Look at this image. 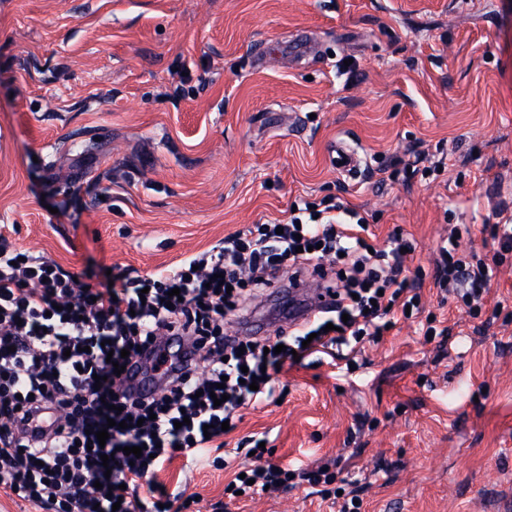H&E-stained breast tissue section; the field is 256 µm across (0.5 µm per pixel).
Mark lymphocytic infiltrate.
Masks as SVG:
<instances>
[{"label":"lymphocytic infiltrate","instance_id":"f902f5d3","mask_svg":"<svg viewBox=\"0 0 512 512\" xmlns=\"http://www.w3.org/2000/svg\"><path fill=\"white\" fill-rule=\"evenodd\" d=\"M491 235L493 264L460 250L456 225L433 260L435 285L473 312L484 305L492 265L512 252V224L493 225ZM372 237L356 210L304 200L288 218L250 225L175 266L146 275L119 268L90 286L0 235V489L42 512H186L184 492L159 477L166 462L182 458L187 474L218 465L221 423L276 402L282 366L317 354L353 366L364 343L396 327L395 308L421 313V280L405 274L408 240L396 232L375 246ZM282 272L292 288L326 279L332 302L296 336L284 326L271 336L228 334L225 316L246 319ZM218 387L227 396L219 404L211 397ZM132 446L140 458L125 455ZM334 481L259 449L224 492L306 484L341 499L340 512H360Z\"/></svg>","mask_w":512,"mask_h":512}]
</instances>
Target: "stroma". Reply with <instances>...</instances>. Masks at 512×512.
I'll use <instances>...</instances> for the list:
<instances>
[{
    "mask_svg": "<svg viewBox=\"0 0 512 512\" xmlns=\"http://www.w3.org/2000/svg\"><path fill=\"white\" fill-rule=\"evenodd\" d=\"M303 33L308 59L266 54ZM339 141L368 174L336 170ZM299 199L411 241L447 333L398 324L352 371L307 359L228 442L335 463L361 512H493L512 486V255L475 318L441 301L429 259L466 224L462 248L491 261L512 220V0H0V225L18 249L96 284ZM230 477L193 472L196 512H338L305 484L229 499Z\"/></svg>",
    "mask_w": 512,
    "mask_h": 512,
    "instance_id": "stroma-1",
    "label": "stroma"
}]
</instances>
